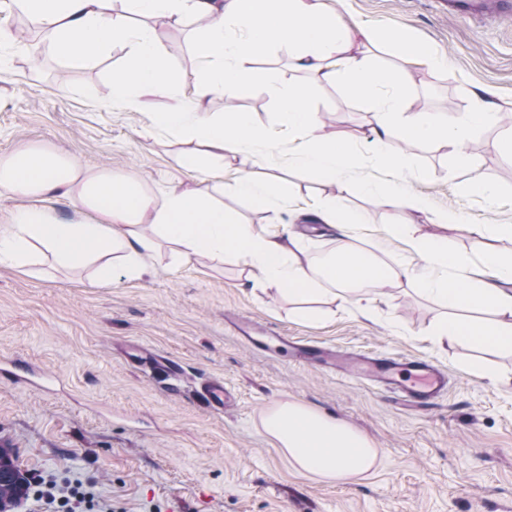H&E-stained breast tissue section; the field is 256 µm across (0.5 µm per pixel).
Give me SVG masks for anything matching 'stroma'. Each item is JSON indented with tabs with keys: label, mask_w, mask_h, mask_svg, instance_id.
I'll use <instances>...</instances> for the list:
<instances>
[{
	"label": "stroma",
	"mask_w": 512,
	"mask_h": 512,
	"mask_svg": "<svg viewBox=\"0 0 512 512\" xmlns=\"http://www.w3.org/2000/svg\"><path fill=\"white\" fill-rule=\"evenodd\" d=\"M350 25L378 34L403 30L447 56V66H412L411 109L464 113L475 94L493 88L495 125L465 145L468 165L448 167L446 148L395 139L389 152L405 157L406 185L423 210L377 204L360 184L391 182L390 170L364 161L336 182L286 160L296 142L281 126L263 88L270 70L300 82L287 48H272L251 65L254 91L238 98L277 141L267 173L282 182V218L312 228L325 197L364 215L360 243L386 263L417 265L405 238H447L467 258L468 276L493 280L476 264L484 241L478 224H512V158L499 138L512 131V20L449 17L443 0H322ZM191 22L157 27L188 110L221 113L228 97L195 104L197 74ZM10 73L0 78V159L35 144L76 157L93 171L138 180L154 199L171 187L196 190L230 184L244 174L239 161L208 173L176 165L190 142L155 129L168 96L146 92L138 107L113 101L109 74L123 61L108 52L93 61H63L48 43L32 47L16 37ZM67 74L71 90L57 89ZM317 135L362 143L371 103L352 99L343 86L313 89ZM499 188L495 200L470 194L474 179ZM455 212L438 224V212ZM152 275L117 284L94 281L92 268L61 267L44 250L24 270L0 266V438L21 470L42 482L81 481L111 512H512V353L483 352L463 342L438 343L431 334L443 302L392 282L361 306L325 305L324 315L289 317L287 298L246 280L240 266L216 257L183 263L162 249ZM228 311L256 319L299 345L370 354L417 355L448 372V392L427 410L407 406L365 378L325 371L319 364L247 346L225 326ZM142 344L177 361L183 388H169L162 373L130 361ZM489 367L493 378L475 374ZM223 378L232 394L214 412L202 391ZM291 401L327 413L365 434L378 449L365 477L326 479L296 471L263 432L264 417Z\"/></svg>",
	"instance_id": "1"
}]
</instances>
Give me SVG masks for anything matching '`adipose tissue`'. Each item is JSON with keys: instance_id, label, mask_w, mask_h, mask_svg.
Instances as JSON below:
<instances>
[{"instance_id": "adipose-tissue-1", "label": "adipose tissue", "mask_w": 512, "mask_h": 512, "mask_svg": "<svg viewBox=\"0 0 512 512\" xmlns=\"http://www.w3.org/2000/svg\"><path fill=\"white\" fill-rule=\"evenodd\" d=\"M114 0H10L12 9L45 32L57 57L93 60L109 51L123 55L111 73L114 100L131 108L138 92L148 89L171 94L177 83L168 63V50L155 35L156 27L192 17L198 24L193 50L201 68L192 94L205 101L233 91L243 97L252 90L251 61L274 47H287L295 69L306 74L300 84H285L277 73L267 77L266 91L278 107V121L299 141L289 164L330 182L371 155L376 165L404 175L406 162L390 154L387 144L400 138L416 144L437 142L448 150V165L465 166L464 146L478 128L494 122L498 112L491 89L477 94L468 112L436 115L409 112L408 63L440 66L439 56L410 34L385 36L348 25L315 0H126L125 13L114 11ZM384 44L402 62L389 68L358 49L359 40ZM343 83L349 95L374 105L370 135L356 147L341 138L314 135L316 114L310 105L313 88ZM160 131L195 141V150L176 156L178 166L199 171L225 158L256 166L259 144L270 143L269 132L251 113L228 107L222 115L186 111L173 101L156 113ZM0 191L40 199V206L18 211L7 229H0V266L21 267L28 250L40 245L71 268L94 266L99 280L116 282L142 278L147 261L162 245L188 262L199 255L232 259L248 268L264 285L276 288L297 320L317 317L319 304L341 301L355 305L362 295L393 281L416 286L422 295L444 301L447 311L433 326L440 340L512 352V258L495 242L512 237L511 224L477 227L485 245L479 262L492 269L495 282L464 274V260L447 240L409 237L422 263L390 266L376 253L357 244L359 226L335 199H326L318 222L337 231L341 245L322 257L310 256L304 235L281 224V193L273 183L245 175L235 179L238 197L269 213L270 222L253 228L228 212L209 191L170 190L154 201L130 178L103 170L91 172L73 156L34 145L0 160ZM68 201L89 211L96 222L60 218L49 201ZM493 312L490 320L481 319ZM263 430L302 472L336 479L370 471L377 450L364 435L335 418L296 402H284L263 421Z\"/></svg>"}]
</instances>
